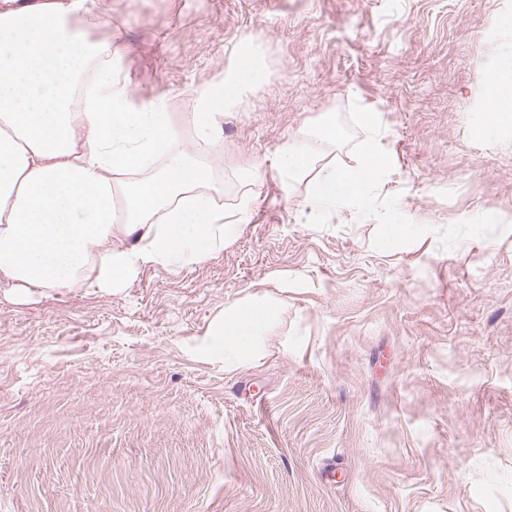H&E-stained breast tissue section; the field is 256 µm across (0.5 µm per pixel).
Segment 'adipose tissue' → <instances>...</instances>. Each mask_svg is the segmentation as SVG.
Returning <instances> with one entry per match:
<instances>
[{
	"mask_svg": "<svg viewBox=\"0 0 512 512\" xmlns=\"http://www.w3.org/2000/svg\"><path fill=\"white\" fill-rule=\"evenodd\" d=\"M77 12L99 29L96 39L72 24ZM491 26L508 38L477 77L492 125H508L512 14L494 17ZM121 58L109 21L82 0H35L23 8L0 0V279L14 287L88 286L109 294L144 268L201 262L250 221L248 202L229 212L218 204L213 167L182 147L179 128L221 137L226 112L265 78L258 52L242 48L223 80L195 91L178 118L162 101H137ZM314 137L333 143L340 134L330 121L297 131L278 154L281 178L311 173L310 210H367L383 169L379 140L368 137L353 165L315 171ZM153 162L157 170L138 177ZM273 315L263 301L227 307L202 354L256 357Z\"/></svg>",
	"mask_w": 512,
	"mask_h": 512,
	"instance_id": "ef3b65f1",
	"label": "adipose tissue"
}]
</instances>
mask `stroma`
<instances>
[{"label": "stroma", "instance_id": "1", "mask_svg": "<svg viewBox=\"0 0 512 512\" xmlns=\"http://www.w3.org/2000/svg\"><path fill=\"white\" fill-rule=\"evenodd\" d=\"M95 2L172 112L259 45L222 137L181 131L252 219L110 294L0 280V512H512V126L476 78L512 0ZM363 107L388 152L370 209L305 219L278 149L332 121L314 167L354 164ZM252 299L277 313L261 358L201 355Z\"/></svg>", "mask_w": 512, "mask_h": 512}]
</instances>
